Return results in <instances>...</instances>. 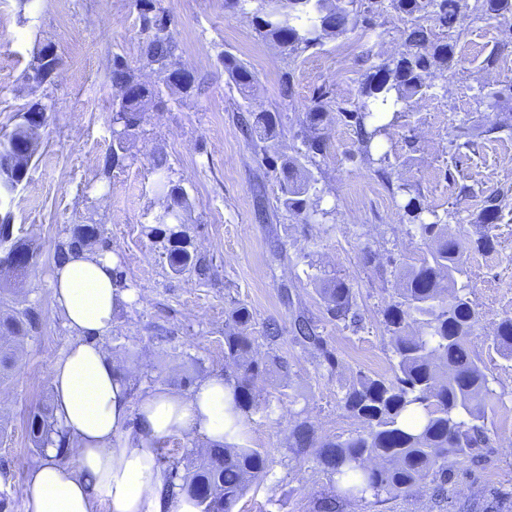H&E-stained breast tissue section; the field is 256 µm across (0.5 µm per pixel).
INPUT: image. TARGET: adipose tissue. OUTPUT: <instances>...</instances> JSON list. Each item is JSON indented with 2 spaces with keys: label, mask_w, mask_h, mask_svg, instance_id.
I'll use <instances>...</instances> for the list:
<instances>
[{
  "label": "adipose tissue",
  "mask_w": 512,
  "mask_h": 512,
  "mask_svg": "<svg viewBox=\"0 0 512 512\" xmlns=\"http://www.w3.org/2000/svg\"><path fill=\"white\" fill-rule=\"evenodd\" d=\"M117 266L114 254L81 250L55 269V300L75 340L54 365V417L76 464L58 462L57 446L46 448L45 460L27 472L26 512H96L104 503L112 512H199L160 468L159 440L196 433L210 444L243 440L223 378L188 395L157 389L132 400L127 373L102 344L131 295L118 284Z\"/></svg>",
  "instance_id": "adipose-tissue-1"
}]
</instances>
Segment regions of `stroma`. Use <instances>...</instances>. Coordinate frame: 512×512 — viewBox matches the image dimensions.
I'll use <instances>...</instances> for the list:
<instances>
[{
	"label": "stroma",
	"instance_id": "stroma-1",
	"mask_svg": "<svg viewBox=\"0 0 512 512\" xmlns=\"http://www.w3.org/2000/svg\"><path fill=\"white\" fill-rule=\"evenodd\" d=\"M156 5L169 16L178 63L203 90L165 94L162 106L143 114L124 166L106 175L102 163L112 147L117 95L109 78L113 54L124 55L142 80L157 77L142 50L137 0H34L26 24L19 0H0V135L14 129L32 99L50 106L26 180L0 202V217L9 216L14 236L36 247L14 298L40 315L0 385V500L8 503L5 512H25L26 473L40 460L28 416L52 408L53 366L75 339L54 299L55 253L76 225L89 224L98 230L93 250L114 253L125 287L134 291L103 340L127 369L132 399L159 388L187 394L200 381L223 376L224 334L233 311L248 307L257 357L270 373L256 384L260 408L245 421L243 443L266 453L267 469L233 512H315L318 499L336 491L315 445L358 428L344 408L353 379L391 377L383 311L402 271L425 249L394 185L406 184L451 232L466 238L483 231L476 219L486 196L512 191V99L489 95L512 83V20L478 21L454 34L455 65L432 70L428 94L412 100L380 141L390 181L361 155L350 122L329 125L315 195L307 212L296 214L279 201V164L262 161L240 127L239 109L278 113L283 132L275 150L297 155L304 112L320 98L354 109L366 76L401 51V21L386 6L373 15L372 32L350 31L296 56L262 39L251 15L226 9L224 0ZM46 42L56 46L61 66L51 82L34 89L25 75ZM228 55L254 72L248 95L225 72ZM285 79L292 85L288 97L281 94ZM158 156L189 202L178 229L190 260L177 269L169 261V227L158 221L168 205L155 189ZM491 233L494 250L470 258L478 317L471 342L495 392L486 421L490 447L480 449L479 463L453 467L444 492L428 483L412 495L346 505L341 512H488L497 496L512 494V431L500 424L501 416L512 414V361L488 347L496 325L512 317V205ZM336 275L356 297L357 324L326 311L320 284ZM299 311L322 336L334 371L318 366L314 351L294 341ZM269 322L280 329L272 344L263 336ZM299 420L311 424L315 440L301 453L290 442ZM205 445L198 434L164 438L161 465L186 469Z\"/></svg>",
	"mask_w": 512,
	"mask_h": 512
}]
</instances>
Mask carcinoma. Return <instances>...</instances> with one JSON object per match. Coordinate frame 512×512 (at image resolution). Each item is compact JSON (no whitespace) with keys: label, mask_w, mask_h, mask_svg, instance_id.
Masks as SVG:
<instances>
[{"label":"carcinoma","mask_w":512,"mask_h":512,"mask_svg":"<svg viewBox=\"0 0 512 512\" xmlns=\"http://www.w3.org/2000/svg\"><path fill=\"white\" fill-rule=\"evenodd\" d=\"M139 25L149 34L144 52L157 66H176L178 45L169 30L167 16L155 10L152 0H140ZM253 21L259 34L286 51L304 52L321 46L329 36L342 35L359 27L372 29L371 14L381 0H252ZM390 7L403 19L401 30L404 50L369 74L360 90L361 102L353 110H332L323 100L315 101L302 120L304 151L300 157H280L282 204L298 214L306 210L316 179L303 162L318 165L324 155V126L340 115L354 123L363 153L371 155L373 141L385 132L386 114L397 119L406 112L410 101L430 88L431 69L449 67L454 62V44L438 37V32L452 35L463 25L462 0H389ZM477 18L512 16V0H475ZM425 16L433 25L417 23ZM224 69L241 92L252 88L254 74L232 57L224 56ZM112 85L119 95L112 109V150L106 155L105 173L123 165L127 144L139 127L141 115L161 99L165 90L195 86V77L184 84L173 81L166 87L147 86L131 70L122 55L112 56L109 70ZM47 104L31 101L20 114V122L0 142V175L13 168L17 145L34 138L29 132L31 116H45ZM257 135L263 159H270L268 142L278 134L276 114L258 112L252 121H244ZM159 190L170 198L165 216L178 218V209L187 204L179 187H168L158 178ZM506 194L487 197L479 214V223L495 224L501 217ZM406 214L418 222L427 251L403 275L396 296L384 310L385 330L395 356L392 377L361 375L349 386L345 409L360 427L344 440H325L318 450L320 463L336 477L342 501L357 502L371 496L389 500L408 494L431 482L442 488L451 477L448 460L457 466L473 463L472 451L490 445L486 427L487 411L494 391L489 387L484 361L471 346L477 317L468 296L469 256L471 251L490 252L494 236L485 232L469 241L448 233V225L426 221L428 208L411 197L403 206ZM96 228L79 225L61 243L57 258L66 252L88 246ZM6 253L35 254L32 244L20 237L0 239ZM320 295L332 318L358 321L352 289L341 278L326 280ZM252 315L241 305L233 312L234 327L224 336V361L228 371L224 382L233 391V414L249 417L258 408L256 382L266 373V366L254 359L255 338L251 331ZM37 313L32 308L18 309L0 299V381L9 377L16 339L35 329ZM293 339L314 348L317 358L335 368L321 336L302 314L293 322ZM491 348L512 361V317L502 319L490 338ZM421 413L418 424L406 425L408 410ZM59 435L56 421L45 410L32 414L29 437L38 452L54 444ZM292 447L299 451L313 445V430L300 422L292 430ZM267 468V457L256 448L215 444L204 449L192 470L182 474L174 466L171 483L191 496L201 512H232L247 487Z\"/></svg>","instance_id":"cac0c4a2"}]
</instances>
